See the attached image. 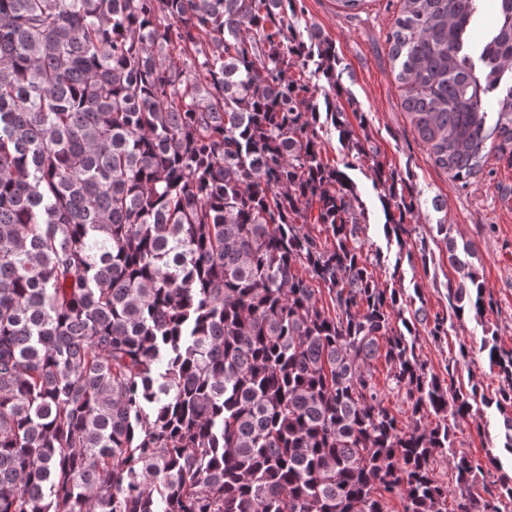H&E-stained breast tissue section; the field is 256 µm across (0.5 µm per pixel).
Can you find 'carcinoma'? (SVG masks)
<instances>
[{"instance_id":"carcinoma-1","label":"carcinoma","mask_w":512,"mask_h":512,"mask_svg":"<svg viewBox=\"0 0 512 512\" xmlns=\"http://www.w3.org/2000/svg\"><path fill=\"white\" fill-rule=\"evenodd\" d=\"M403 107L462 186L512 148V0H401ZM300 0H0V512H512V347L493 392L437 342L498 301L365 133ZM332 129L382 208L324 160ZM448 246V308L394 282ZM410 412L385 404L373 363ZM452 453L453 488L433 478ZM479 423V419L469 420L468 424L463 425V431L459 433L458 443H461L458 446V451H464L468 454L483 457L487 452L493 450L495 452L496 448H492V446L496 443V429L493 426V422L491 420L490 425L487 427L486 433L481 431L479 434L476 431V424Z\"/></svg>"}]
</instances>
